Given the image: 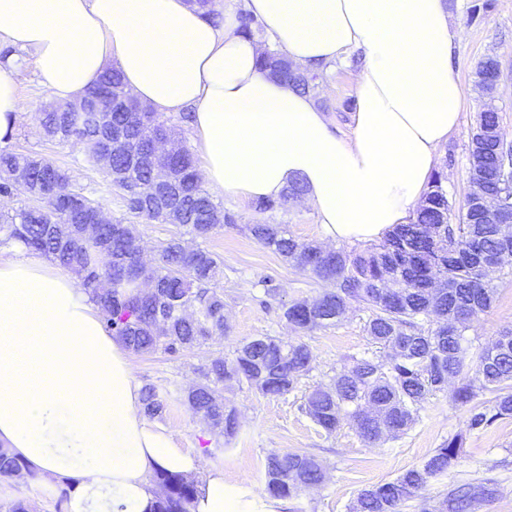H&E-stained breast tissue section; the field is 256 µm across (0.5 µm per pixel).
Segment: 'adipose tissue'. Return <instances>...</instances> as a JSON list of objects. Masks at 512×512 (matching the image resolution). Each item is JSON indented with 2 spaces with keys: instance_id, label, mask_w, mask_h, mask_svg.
Wrapping results in <instances>:
<instances>
[{
  "instance_id": "1",
  "label": "adipose tissue",
  "mask_w": 512,
  "mask_h": 512,
  "mask_svg": "<svg viewBox=\"0 0 512 512\" xmlns=\"http://www.w3.org/2000/svg\"><path fill=\"white\" fill-rule=\"evenodd\" d=\"M213 25L191 0H0V139L23 110L11 76L32 58L49 96L80 99L106 68L152 111L190 113L205 184L232 202L279 198L294 180L331 242L383 240L414 219L459 128L454 0H244ZM304 71L354 53L349 132L309 94L260 67L265 44ZM0 446L44 483L70 487L69 512H150L156 471L194 474L144 416L128 350L108 336L80 280L51 259L0 256ZM191 512H247L212 471Z\"/></svg>"
}]
</instances>
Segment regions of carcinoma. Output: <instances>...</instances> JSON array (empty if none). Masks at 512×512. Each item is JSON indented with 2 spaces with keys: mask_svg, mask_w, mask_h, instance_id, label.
Here are the masks:
<instances>
[{
  "mask_svg": "<svg viewBox=\"0 0 512 512\" xmlns=\"http://www.w3.org/2000/svg\"><path fill=\"white\" fill-rule=\"evenodd\" d=\"M262 68L298 91L314 89L318 72H300L277 51L263 55ZM498 62L480 60L475 75L491 95ZM126 95L121 74L105 70L72 112L63 103L38 117L44 133L60 141L83 144L89 161L99 160L101 140L121 130L125 141L112 147L106 161L109 182L121 191L126 212L134 218L179 224L206 240L235 216L221 210L202 188L192 155L184 148L156 154L152 136L167 133L165 122L151 113L126 112L115 104ZM501 116L493 103L484 105L469 145L471 196L512 205V147L501 137ZM439 171L432 190L408 224H400L384 243L365 252L324 250L287 236L279 224H249V234L292 265L329 281L333 288L314 299L286 306L283 318L294 328L311 331L336 324L353 302L370 315L364 330L372 351L350 355V367L326 385L304 395L299 409L327 434L349 421L366 442L397 439L417 421L424 404L448 390L468 407L467 431L482 433L512 417V332L488 346L471 349L465 338L469 322L489 309L496 289L487 280V261L501 266L512 259V224H489L480 207L465 205L453 212ZM295 182L278 200L267 199L256 209L274 212L302 195ZM37 196L35 206L0 216L3 242L53 258L74 272L102 310L107 333L135 353L162 351L176 355L201 346L225 330L224 293L210 287L223 274V261L206 247L188 248L180 237L167 240L159 263L146 267L140 257L133 225L112 222L85 189L69 183L67 173L46 159L0 149V197ZM312 352L304 342L263 336L242 343L232 358L217 357L197 368L199 381L186 395L187 404L204 413L211 427L231 437L239 428L235 408L224 404L227 382L247 384L266 397L294 391L311 371ZM475 364V374L466 372ZM144 413L161 419L167 401L152 384L141 389ZM465 436L441 443L420 465L392 481L362 490L350 512H400L433 479L455 469ZM33 476L26 464L0 448V480ZM266 489L278 499H293L325 477L322 462L307 452H271L265 464ZM160 495L154 512H190L198 482L182 474L158 472ZM495 482L460 481L448 486L434 512H474L493 497Z\"/></svg>",
  "mask_w": 512,
  "mask_h": 512,
  "instance_id": "carcinoma-1",
  "label": "carcinoma"
}]
</instances>
